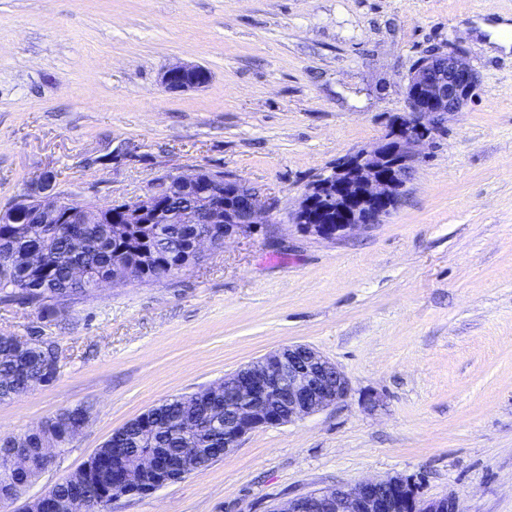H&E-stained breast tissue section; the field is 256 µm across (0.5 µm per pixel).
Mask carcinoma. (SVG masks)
Here are the masks:
<instances>
[{
	"mask_svg": "<svg viewBox=\"0 0 512 512\" xmlns=\"http://www.w3.org/2000/svg\"><path fill=\"white\" fill-rule=\"evenodd\" d=\"M26 224L0 223V297L17 300L23 292L28 302H36L43 313H56L61 294L85 296L94 282L77 281L73 270L82 268L93 277L133 275L142 282L166 278L189 269L197 259L188 251V237L199 230L224 240L221 224H112L104 214L86 211L82 223L67 220L44 224L41 213L27 210ZM53 342H21L12 336L0 338V401L27 393L34 385L52 381L58 363ZM208 404L193 396L180 395L149 409L150 418L137 417L118 429V440H107L87 462L89 479L83 487L86 500L93 503L112 491V469L124 466L113 455L114 448H130L138 453L160 450L168 461L177 460L186 448L196 449L200 468L216 455L210 452L224 439V425L205 421ZM82 409L64 408L35 433L25 434V463H0V498L11 496L17 475L28 465H44L41 448L54 439L62 447L81 425Z\"/></svg>",
	"mask_w": 512,
	"mask_h": 512,
	"instance_id": "1",
	"label": "carcinoma"
}]
</instances>
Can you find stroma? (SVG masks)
<instances>
[{"mask_svg":"<svg viewBox=\"0 0 512 512\" xmlns=\"http://www.w3.org/2000/svg\"><path fill=\"white\" fill-rule=\"evenodd\" d=\"M505 16L512 0H0V209L47 171L61 197L106 205L199 169L271 207L185 272L52 317L0 300V334L60 353L55 379L0 402V438L90 412L21 502L164 400L305 344L345 373L343 400L108 512H273L388 475L512 512V47L486 31ZM452 47L480 82L392 214L335 241L292 224L317 176L408 115L419 60ZM175 64L208 84L165 91Z\"/></svg>","mask_w":512,"mask_h":512,"instance_id":"stroma-1","label":"stroma"}]
</instances>
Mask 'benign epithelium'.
Returning a JSON list of instances; mask_svg holds the SVG:
<instances>
[{"label": "benign epithelium", "mask_w": 512, "mask_h": 512, "mask_svg": "<svg viewBox=\"0 0 512 512\" xmlns=\"http://www.w3.org/2000/svg\"><path fill=\"white\" fill-rule=\"evenodd\" d=\"M447 63H419L407 78L410 115L382 139L344 158L329 174L319 176L303 194L294 216L310 223L302 228L328 241L379 223L388 216L406 185L422 146L433 139L447 115L457 112L479 84V73L466 55L451 49ZM210 75L201 65H174L161 77L162 86L177 92L200 88ZM54 175L46 172L17 199L33 203L56 218L78 222L88 203L73 202L54 191ZM162 183L180 190L188 203L178 211L168 209L155 194L152 182L138 200L118 212L125 224L224 225L230 238L261 223L270 206L257 192L234 175L214 176L203 170L171 173ZM349 391L345 374L329 358L302 344L284 346L224 376V450L227 455L240 440L260 427H277L305 418L343 399ZM132 466L151 479L148 493L187 475L195 460L185 455L170 466L150 455H130ZM75 495L67 508L78 505ZM62 512L53 490L24 508L32 512ZM273 512H461L454 495L433 500L419 496L414 480L403 476L365 479L353 486L317 490L293 498Z\"/></svg>", "instance_id": "benign-epithelium-1"}]
</instances>
